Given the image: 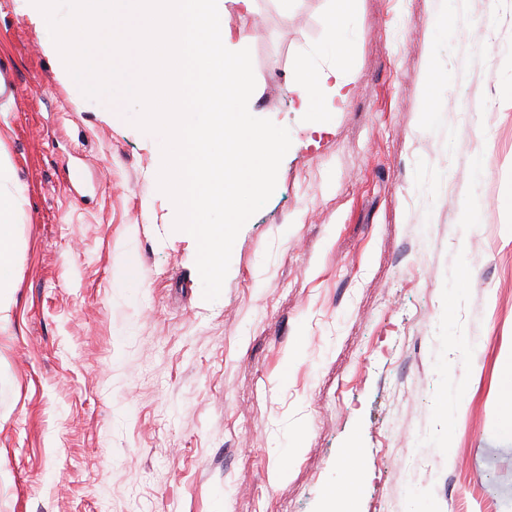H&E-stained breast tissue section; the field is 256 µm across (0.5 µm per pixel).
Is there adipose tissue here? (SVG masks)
Masks as SVG:
<instances>
[{"instance_id":"1","label":"adipose tissue","mask_w":512,"mask_h":512,"mask_svg":"<svg viewBox=\"0 0 512 512\" xmlns=\"http://www.w3.org/2000/svg\"><path fill=\"white\" fill-rule=\"evenodd\" d=\"M355 30L328 33L315 54H301L294 65L291 92L297 111L323 113L332 111L335 99L345 97L353 82L347 48L356 38ZM328 57L326 68L313 67V55ZM25 197L8 170L0 166V323H7L10 307L5 298L15 285V253L10 245L11 219L23 212Z\"/></svg>"}]
</instances>
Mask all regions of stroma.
<instances>
[{"label": "stroma", "mask_w": 512, "mask_h": 512, "mask_svg": "<svg viewBox=\"0 0 512 512\" xmlns=\"http://www.w3.org/2000/svg\"><path fill=\"white\" fill-rule=\"evenodd\" d=\"M335 25L354 83L319 134L288 84ZM230 28L291 146L208 302L131 104L108 117L0 0L25 195L0 512H323L351 448L356 512H512V0H258Z\"/></svg>", "instance_id": "35a3bbf8"}]
</instances>
